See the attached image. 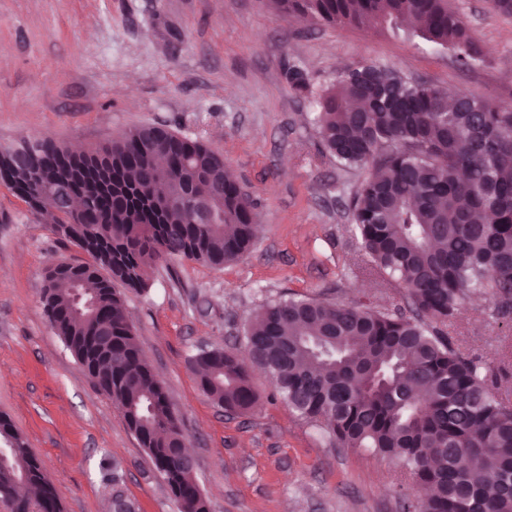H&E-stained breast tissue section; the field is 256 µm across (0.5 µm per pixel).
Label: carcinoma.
Segmentation results:
<instances>
[{
	"label": "carcinoma",
	"instance_id": "cac0c4a2",
	"mask_svg": "<svg viewBox=\"0 0 512 512\" xmlns=\"http://www.w3.org/2000/svg\"><path fill=\"white\" fill-rule=\"evenodd\" d=\"M284 14L328 26L409 28L424 43L453 51L466 66L480 54L448 0H269ZM416 18L419 24L412 25ZM288 81L313 98L326 151L362 172L351 198L362 271L403 288L411 314L364 299H267L250 317L246 349L274 378L276 396L329 440L397 460L423 487L426 512H512V402L493 389L482 363L449 334L470 294L491 291L494 310L512 311V103L476 108L468 92L411 82L396 68L365 62L314 87L303 70ZM360 106L354 107L352 103ZM171 166V187L199 178L216 219L192 224L179 210L157 211L147 170ZM50 166L59 185L92 202L82 224L57 214L51 232L91 257L49 268L42 304L49 323L129 429L187 512H209L181 456L179 418L139 346L121 292L142 291L146 267L176 258L222 266L244 255L256 212L222 157L159 126L124 132L109 145L75 152L50 137L0 149V179L34 214ZM105 269L109 276L101 275ZM203 392L228 412L257 403L249 374L220 349L190 358ZM0 499L27 475L13 512H60L55 486L11 421L0 416ZM112 512H136L112 463Z\"/></svg>",
	"mask_w": 512,
	"mask_h": 512
}]
</instances>
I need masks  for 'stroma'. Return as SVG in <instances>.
Masks as SVG:
<instances>
[{
  "label": "stroma",
  "instance_id": "35a3bbf8",
  "mask_svg": "<svg viewBox=\"0 0 512 512\" xmlns=\"http://www.w3.org/2000/svg\"><path fill=\"white\" fill-rule=\"evenodd\" d=\"M448 4L482 51L467 68L408 31L319 25L265 0H0V148L41 136L94 148L162 126L221 154L255 203L260 231L243 257L159 262L146 291L123 293L210 512H401L403 497H423L395 460L330 443L261 370L250 371L256 406L230 414L205 395L189 360L203 348L243 354L248 319L267 298L365 296L408 308L403 289L358 272L349 197L359 173L324 152L316 107L287 69L320 85L372 61L452 94L512 102V12L495 0ZM84 258L0 181V415L56 486L61 512H111L106 457L121 463L137 512H179L122 411L44 313L47 268ZM454 336L512 400V314L475 297Z\"/></svg>",
  "mask_w": 512,
  "mask_h": 512
}]
</instances>
